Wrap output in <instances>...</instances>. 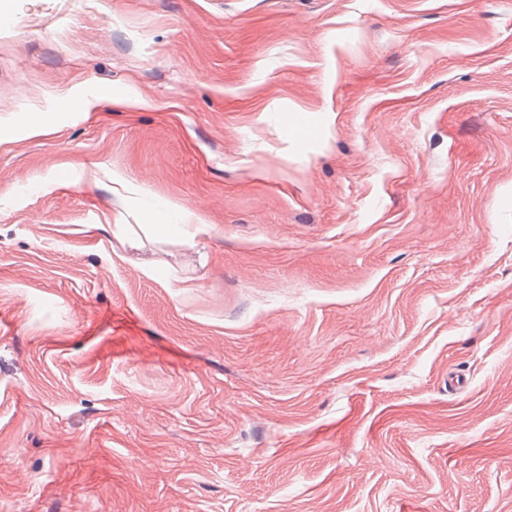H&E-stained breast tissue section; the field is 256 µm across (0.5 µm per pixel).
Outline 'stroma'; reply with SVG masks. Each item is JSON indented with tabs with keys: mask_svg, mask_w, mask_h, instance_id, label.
I'll list each match as a JSON object with an SVG mask.
<instances>
[{
	"mask_svg": "<svg viewBox=\"0 0 512 512\" xmlns=\"http://www.w3.org/2000/svg\"><path fill=\"white\" fill-rule=\"evenodd\" d=\"M0 512H512V0H0ZM170 209L177 214L179 224H166L170 221L154 220L153 224L148 225L156 229L177 227L183 237V243L188 246H194L195 237L207 226L206 221L199 213L186 209L178 204L171 203Z\"/></svg>",
	"mask_w": 512,
	"mask_h": 512,
	"instance_id": "stroma-1",
	"label": "stroma"
}]
</instances>
